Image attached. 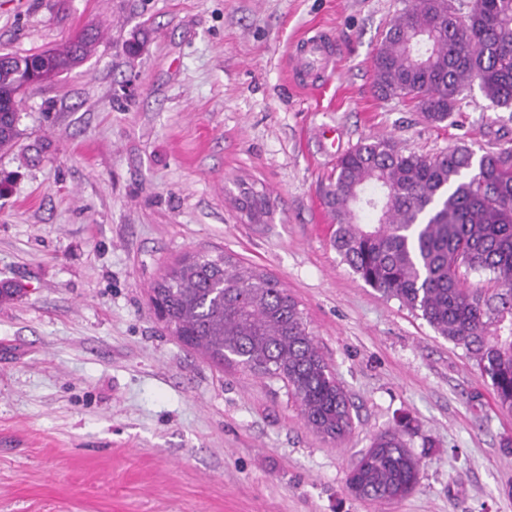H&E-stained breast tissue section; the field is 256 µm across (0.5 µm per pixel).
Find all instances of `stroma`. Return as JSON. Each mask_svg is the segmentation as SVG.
Returning <instances> with one entry per match:
<instances>
[{
  "label": "stroma",
  "mask_w": 512,
  "mask_h": 512,
  "mask_svg": "<svg viewBox=\"0 0 512 512\" xmlns=\"http://www.w3.org/2000/svg\"><path fill=\"white\" fill-rule=\"evenodd\" d=\"M410 3L0 0V52L103 35L27 90L0 152V283L18 290L0 301V512H512V410L462 348L353 273L323 201L367 138L477 156L512 140V108L476 85L439 125L378 97L373 55ZM320 31L336 71L316 93L289 52ZM250 185L270 201L257 221ZM189 253L260 267L296 299L352 404L342 441L282 381L216 365L157 318L151 288ZM401 416L418 486L355 497L347 473Z\"/></svg>",
  "instance_id": "35a3bbf8"
}]
</instances>
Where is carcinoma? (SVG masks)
I'll return each instance as SVG.
<instances>
[{"mask_svg":"<svg viewBox=\"0 0 512 512\" xmlns=\"http://www.w3.org/2000/svg\"><path fill=\"white\" fill-rule=\"evenodd\" d=\"M90 29L55 48L0 53V151L12 149L20 91L79 64L100 41ZM382 99H407L441 124L472 82L512 107V0H414L374 56ZM334 247L378 293L398 299L464 349L497 402L512 408V141L473 161L465 147L405 154L367 139L337 163L326 192ZM488 274V294L463 287L460 268ZM175 334L217 364L287 383L308 426L339 441L352 429L349 399L309 332L298 302L274 276L219 254L183 257L152 288ZM409 421L377 435L346 478L359 498L399 500L419 480L406 447Z\"/></svg>","mask_w":512,"mask_h":512,"instance_id":"cac0c4a2","label":"carcinoma"}]
</instances>
